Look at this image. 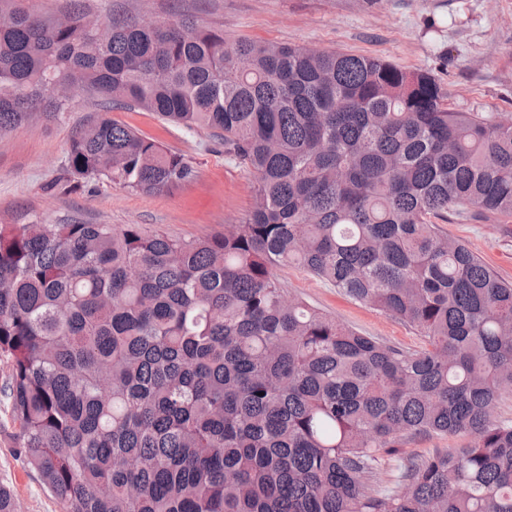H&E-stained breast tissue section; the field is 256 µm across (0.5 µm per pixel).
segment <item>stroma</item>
<instances>
[{
	"mask_svg": "<svg viewBox=\"0 0 512 512\" xmlns=\"http://www.w3.org/2000/svg\"><path fill=\"white\" fill-rule=\"evenodd\" d=\"M86 5L94 19L181 16L223 29L232 39L379 57L406 71L431 72L455 111L512 120V0H86ZM103 114L184 155L195 177L150 197L102 180L74 179L68 141L84 122ZM253 202V177L225 157L219 138L205 129L164 123L138 108L107 112L78 96L56 118L41 116L0 135V224H137L147 232L189 238L240 223ZM444 230L512 281V218L454 216ZM276 275L290 294L364 335L405 350L422 344L405 324L300 268L282 267ZM15 431L0 398V484L10 489L18 512H63L19 456Z\"/></svg>",
	"mask_w": 512,
	"mask_h": 512,
	"instance_id": "stroma-1",
	"label": "stroma"
}]
</instances>
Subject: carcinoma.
I'll list each match as a JSON object with an SVG mask.
<instances>
[{"mask_svg": "<svg viewBox=\"0 0 512 512\" xmlns=\"http://www.w3.org/2000/svg\"><path fill=\"white\" fill-rule=\"evenodd\" d=\"M0 0V133L72 96L205 128L255 181L239 224H0L15 448L63 512H512V282L438 224L512 217V121L429 73L231 40L187 19L90 21ZM69 171L146 196L195 171L99 116ZM297 265L424 340L365 336L281 287ZM463 436L378 482L415 438Z\"/></svg>", "mask_w": 512, "mask_h": 512, "instance_id": "carcinoma-1", "label": "carcinoma"}]
</instances>
